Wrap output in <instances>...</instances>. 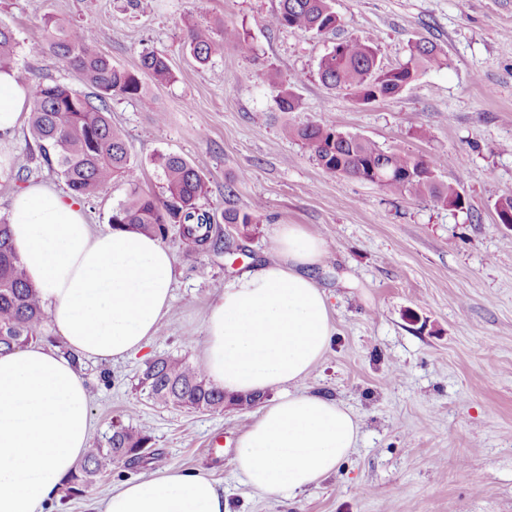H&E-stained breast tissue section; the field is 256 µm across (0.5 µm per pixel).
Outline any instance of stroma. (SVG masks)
Here are the masks:
<instances>
[{
  "label": "stroma",
  "instance_id": "obj_1",
  "mask_svg": "<svg viewBox=\"0 0 512 512\" xmlns=\"http://www.w3.org/2000/svg\"><path fill=\"white\" fill-rule=\"evenodd\" d=\"M280 0H0L15 31L16 64L37 81L83 84L55 57L31 56L54 16L91 28L114 64L137 70L149 48L167 56L175 82L151 87L156 109L113 98L110 118L141 166L139 187L160 192L158 156L178 154L205 175L202 205L227 204L256 223L234 262L188 251L177 226L173 299L148 347L118 361L85 358L93 439L115 424L152 438L147 462L103 474L43 512H95L114 488L171 468L202 472L224 489L229 512H512V224L494 204L512 196V0H334L336 30L272 28ZM244 31L250 53L225 43L198 64L183 42L187 22ZM349 38L373 43L382 63H404L410 45L433 41L448 64L422 72L398 97L364 103L324 85L321 58ZM301 82H294V75ZM293 80L298 107L279 111L270 77ZM319 122L414 156H448L440 182L465 199L436 207L326 172L284 124ZM24 159L26 181L0 176V218L24 183L69 188L42 160L29 126L0 145ZM233 199H226V189ZM130 187L112 183L80 207L92 232L111 229ZM302 224L327 243L314 271L335 333L300 391L349 408L357 447L336 473L292 497L262 496L235 472L236 442L256 409L176 410L148 399L137 376L149 359L198 362L208 305L254 262L273 256L278 225Z\"/></svg>",
  "mask_w": 512,
  "mask_h": 512
}]
</instances>
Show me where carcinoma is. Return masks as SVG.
Listing matches in <instances>:
<instances>
[{
  "mask_svg": "<svg viewBox=\"0 0 512 512\" xmlns=\"http://www.w3.org/2000/svg\"><path fill=\"white\" fill-rule=\"evenodd\" d=\"M338 18L332 0H281L280 9L267 25L305 32L322 33L336 28ZM44 39L30 47L36 57L51 53L62 66L78 71L96 90L94 97L60 83L31 80L29 72L18 69V78L32 92L30 123L43 160L57 168L77 200H91L114 181L131 188L128 199L112 212L114 230H131L159 240L167 238L169 225L177 224L183 243L192 251L228 249L212 236L214 215L202 208L201 200L208 185L200 172L181 155L159 158L162 191H139V166L132 157L122 134L112 127L107 101L114 97L137 101L148 111H155L153 96L141 80L145 75L156 84L174 81L167 58L154 50L140 54L135 73L112 64L98 51L89 29L70 22L48 18ZM185 40L194 58L201 64L224 51V42L240 50L250 48L246 38L235 30L214 32L195 24L186 26ZM18 41L14 30L0 22V69L15 67ZM448 65V54L437 44L419 40L411 44L409 58L397 67L378 60L377 50L367 41L349 39L336 44L320 61L321 81L329 88L351 91L358 100L369 103L391 99L407 90L419 72ZM279 111L293 112L297 99L290 86L271 77ZM283 134L307 146L318 164L327 172L348 179L377 185L392 192H407L435 206L460 208L465 204L460 192L438 182L436 171L444 165L440 158L415 157L403 151H385L375 143L341 132L324 124L284 126ZM224 223L238 227V234L249 235L254 217L236 208L224 210ZM48 321L38 289L13 248L9 222L0 219V352L12 351L34 341L57 343L41 329ZM139 385L149 398L163 404L196 410L217 411L224 404L239 409L258 404L254 397H226L215 387L203 368L171 355L160 356L145 365ZM150 437L122 424L113 426L105 443H94L63 480L66 492L73 495L93 484L111 468L127 469L143 458L142 449L150 448Z\"/></svg>",
  "mask_w": 512,
  "mask_h": 512,
  "instance_id": "carcinoma-1",
  "label": "carcinoma"
}]
</instances>
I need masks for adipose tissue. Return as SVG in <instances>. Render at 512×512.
Masks as SVG:
<instances>
[{
	"label": "adipose tissue",
	"instance_id": "adipose-tissue-1",
	"mask_svg": "<svg viewBox=\"0 0 512 512\" xmlns=\"http://www.w3.org/2000/svg\"><path fill=\"white\" fill-rule=\"evenodd\" d=\"M31 103L15 70L0 69V142L23 125ZM10 230L68 347L63 354L39 342L0 355V512H41L90 441L89 392L69 353L107 360L146 346L170 308L174 258L138 232L92 233L75 201L40 184L14 195ZM273 251L210 304L200 364L227 393L277 390L239 437L234 459L252 489L277 496L336 472L360 424L336 401L293 388L334 334L327 296L311 275L328 257L324 240L304 225L282 224ZM102 512L228 509L210 477L170 469L124 483Z\"/></svg>",
	"mask_w": 512,
	"mask_h": 512
}]
</instances>
